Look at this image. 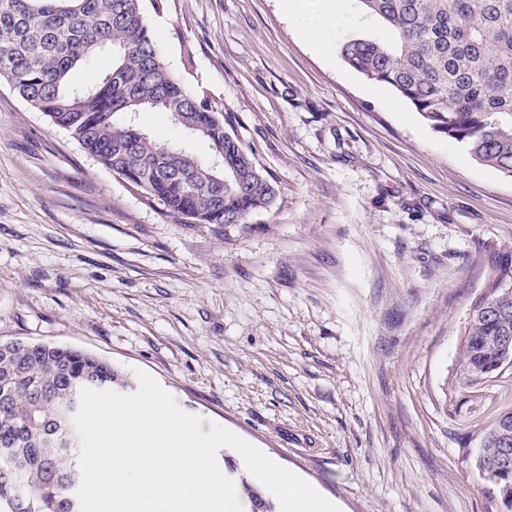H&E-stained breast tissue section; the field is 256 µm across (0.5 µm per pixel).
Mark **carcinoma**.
Listing matches in <instances>:
<instances>
[{
    "instance_id": "1",
    "label": "carcinoma",
    "mask_w": 512,
    "mask_h": 512,
    "mask_svg": "<svg viewBox=\"0 0 512 512\" xmlns=\"http://www.w3.org/2000/svg\"><path fill=\"white\" fill-rule=\"evenodd\" d=\"M379 32L341 45L345 63L391 86L435 133L512 178V0H358ZM112 69L86 87L69 73L98 50ZM0 80L34 111L66 131L103 167L139 189L163 213L186 224L246 228L278 196L218 109L162 61L142 0H0ZM165 112L174 124L224 150V182L200 157L143 133L131 115ZM490 286L465 331L467 382L498 376V339L512 336V292ZM130 386L105 359L49 344L0 341V512H80V442L72 418L84 387ZM477 464L512 512V468L494 472L501 449ZM243 512L270 501L242 481Z\"/></svg>"
}]
</instances>
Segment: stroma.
<instances>
[{
    "label": "stroma",
    "mask_w": 512,
    "mask_h": 512,
    "mask_svg": "<svg viewBox=\"0 0 512 512\" xmlns=\"http://www.w3.org/2000/svg\"><path fill=\"white\" fill-rule=\"evenodd\" d=\"M143 3L276 203L181 223L0 81V340L95 353L134 390L147 373L343 512H502L476 460L512 367L472 388L461 362L512 264V178L325 57L284 0ZM137 124L184 140L166 113Z\"/></svg>",
    "instance_id": "obj_1"
}]
</instances>
